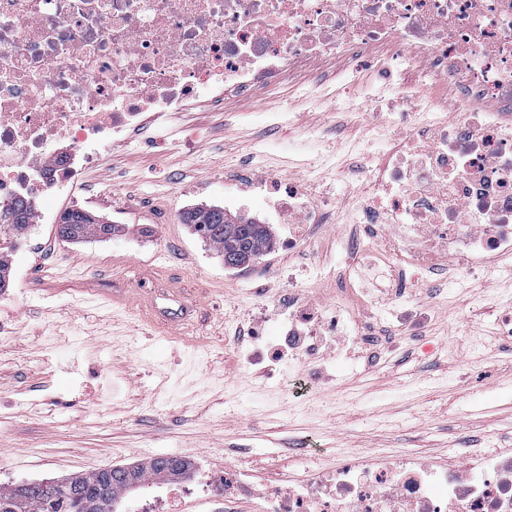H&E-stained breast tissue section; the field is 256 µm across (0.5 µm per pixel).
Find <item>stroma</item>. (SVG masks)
Returning a JSON list of instances; mask_svg holds the SVG:
<instances>
[{"mask_svg":"<svg viewBox=\"0 0 512 512\" xmlns=\"http://www.w3.org/2000/svg\"><path fill=\"white\" fill-rule=\"evenodd\" d=\"M301 83L287 80L227 112L195 103L150 119L144 130L90 165L56 211L88 210L123 225L112 239L68 243L40 225L13 256L0 294V485L61 478L177 455L210 469L314 465L357 452L412 450L427 458L507 445L512 434V345L496 321L512 309V261L463 280L401 271V301L414 318L393 315L383 289L356 296L343 245L361 235L335 219L306 244L271 250L229 268L182 224L183 211L224 204V172L254 161L261 172L296 181L308 174L294 143L318 146L330 162L321 186L346 208L357 178L352 145H380L399 112L355 97L344 109L327 85L300 106ZM306 303L343 300L360 330L378 343L338 368L312 359L322 378L306 396L289 381L287 360L247 362L255 316L273 329L275 297L289 267ZM151 293L168 307L178 295L191 313L180 325L151 319L116 294Z\"/></svg>","mask_w":512,"mask_h":512,"instance_id":"35a3bbf8","label":"stroma"}]
</instances>
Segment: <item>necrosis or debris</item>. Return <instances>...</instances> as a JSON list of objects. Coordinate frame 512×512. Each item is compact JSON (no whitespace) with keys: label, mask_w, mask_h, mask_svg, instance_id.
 I'll return each instance as SVG.
<instances>
[{"label":"necrosis or debris","mask_w":512,"mask_h":512,"mask_svg":"<svg viewBox=\"0 0 512 512\" xmlns=\"http://www.w3.org/2000/svg\"><path fill=\"white\" fill-rule=\"evenodd\" d=\"M366 57L377 97L401 102L410 128H394L366 156L348 243L361 281H393L401 268L441 275L512 256V0H0V209L25 198L33 224L44 203L70 192L78 168L150 112L224 103ZM421 81L411 92L403 69ZM239 196H262L281 246L295 250L329 215L313 180L282 179L245 164L229 175ZM280 342L292 360L333 362L367 341L344 304L315 311L299 289L278 299ZM340 348L322 351L324 337ZM224 504L253 512H512V448L464 460L413 452L365 458L285 477L228 465Z\"/></svg>","instance_id":"1"}]
</instances>
